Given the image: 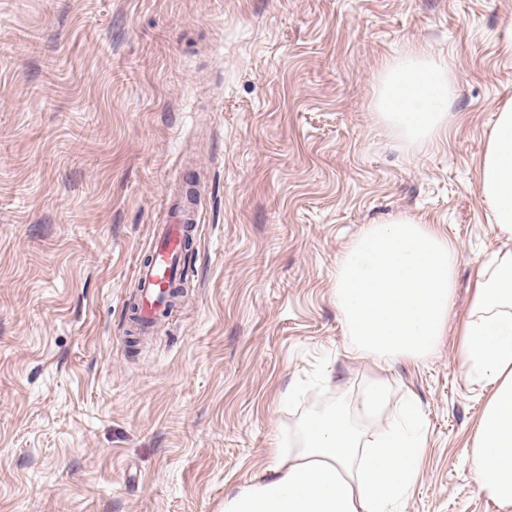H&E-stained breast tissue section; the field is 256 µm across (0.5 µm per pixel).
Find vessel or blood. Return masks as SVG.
I'll return each instance as SVG.
<instances>
[{
  "label": "vessel or blood",
  "mask_w": 512,
  "mask_h": 512,
  "mask_svg": "<svg viewBox=\"0 0 512 512\" xmlns=\"http://www.w3.org/2000/svg\"><path fill=\"white\" fill-rule=\"evenodd\" d=\"M172 221L156 225L146 260L135 269L137 329L153 335L167 316V300L172 283L181 281L185 270L184 241L188 232L183 213L172 212Z\"/></svg>",
  "instance_id": "obj_1"
}]
</instances>
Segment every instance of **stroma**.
I'll use <instances>...</instances> for the list:
<instances>
[{"label": "stroma", "instance_id": "stroma-1", "mask_svg": "<svg viewBox=\"0 0 512 512\" xmlns=\"http://www.w3.org/2000/svg\"><path fill=\"white\" fill-rule=\"evenodd\" d=\"M512 0H0V512H224L275 443L374 381L427 445L394 512H501L465 449L491 392L461 326L489 224L479 166L512 98ZM447 57L446 141L373 112L380 65ZM204 192L185 294L136 336L165 198ZM408 214L454 244L448 333L420 362L347 352L336 263Z\"/></svg>", "mask_w": 512, "mask_h": 512}]
</instances>
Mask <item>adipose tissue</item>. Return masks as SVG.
Returning <instances> with one entry per match:
<instances>
[{"instance_id": "1", "label": "adipose tissue", "mask_w": 512, "mask_h": 512, "mask_svg": "<svg viewBox=\"0 0 512 512\" xmlns=\"http://www.w3.org/2000/svg\"><path fill=\"white\" fill-rule=\"evenodd\" d=\"M452 92L446 57L406 49L377 75L379 123L411 141L446 136ZM479 194L489 223L512 237V99L499 106L481 162ZM462 369L493 382L468 453L479 489L512 512V250L483 264L474 282L459 351ZM386 398L373 383L355 405L313 411L298 448L274 453L266 477L224 499V512H391L407 495L426 446L419 408L406 404L393 423L364 439L353 414L372 415Z\"/></svg>"}]
</instances>
